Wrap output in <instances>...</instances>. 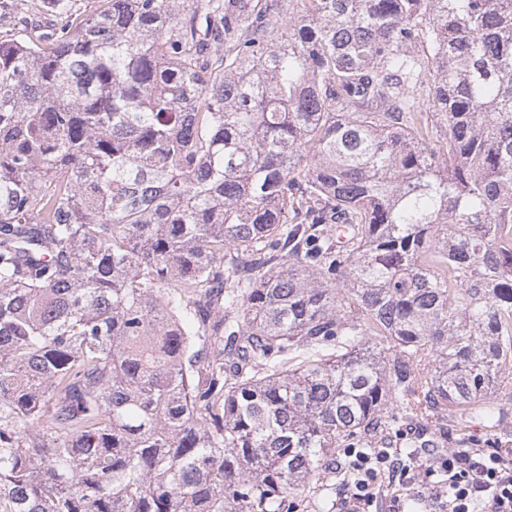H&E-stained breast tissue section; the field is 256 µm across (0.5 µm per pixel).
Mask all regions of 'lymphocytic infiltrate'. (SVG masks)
<instances>
[{
  "mask_svg": "<svg viewBox=\"0 0 512 512\" xmlns=\"http://www.w3.org/2000/svg\"><path fill=\"white\" fill-rule=\"evenodd\" d=\"M353 476L343 494L345 512H374L379 497L389 495L390 512H404L403 490H414L424 512H512V458L499 452L460 449L435 457L376 448L348 455ZM443 474L437 488L421 487L422 471Z\"/></svg>",
  "mask_w": 512,
  "mask_h": 512,
  "instance_id": "obj_1",
  "label": "lymphocytic infiltrate"
}]
</instances>
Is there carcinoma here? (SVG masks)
<instances>
[{
	"mask_svg": "<svg viewBox=\"0 0 512 512\" xmlns=\"http://www.w3.org/2000/svg\"><path fill=\"white\" fill-rule=\"evenodd\" d=\"M54 8L0 37V512H307L344 448L499 445L512 0Z\"/></svg>",
	"mask_w": 512,
	"mask_h": 512,
	"instance_id": "1",
	"label": "carcinoma"
}]
</instances>
